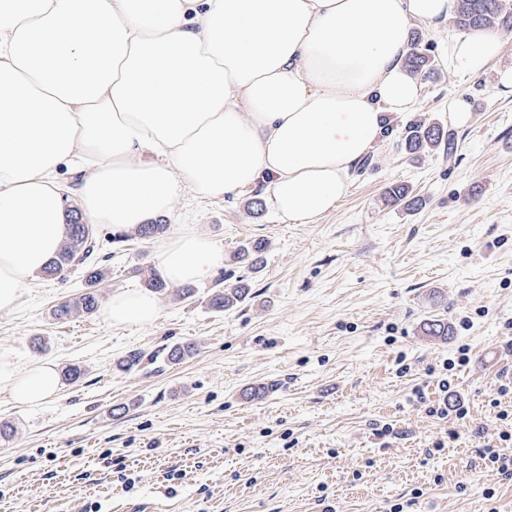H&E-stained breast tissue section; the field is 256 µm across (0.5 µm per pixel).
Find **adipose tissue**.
I'll list each match as a JSON object with an SVG mask.
<instances>
[{"label":"adipose tissue","instance_id":"obj_1","mask_svg":"<svg viewBox=\"0 0 512 512\" xmlns=\"http://www.w3.org/2000/svg\"><path fill=\"white\" fill-rule=\"evenodd\" d=\"M457 0H0V311L56 255L66 221L128 231L172 212L183 186L221 199L262 187L286 224L336 209L350 172L422 87L412 29L439 30ZM501 52L477 31L448 62L478 75ZM80 170L74 204L58 175ZM169 284L224 263L181 228L156 251ZM153 293L114 294L115 325L153 323ZM54 363L0 359V392L36 407Z\"/></svg>","mask_w":512,"mask_h":512}]
</instances>
